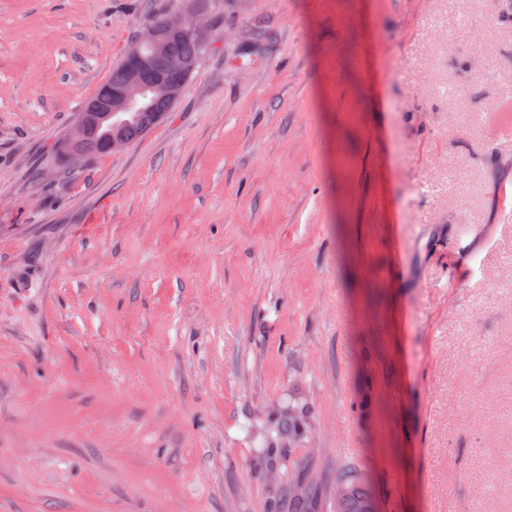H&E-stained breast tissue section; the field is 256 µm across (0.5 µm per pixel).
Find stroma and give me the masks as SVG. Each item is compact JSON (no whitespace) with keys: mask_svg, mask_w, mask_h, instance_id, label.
I'll list each match as a JSON object with an SVG mask.
<instances>
[{"mask_svg":"<svg viewBox=\"0 0 512 512\" xmlns=\"http://www.w3.org/2000/svg\"><path fill=\"white\" fill-rule=\"evenodd\" d=\"M180 2L0 0V512H512L503 0H205L173 112L63 159ZM301 431V413L290 410L281 414L271 425L267 434L269 446L257 456V463L261 466L273 467L277 455L285 451V448H277V444L284 438L296 436ZM275 433V436H273ZM344 492L336 504V512H373V504L367 490L360 482L357 474L344 471L336 481ZM288 503V510L286 504ZM270 512H315L314 496L302 480H296L273 495L269 501Z\"/></svg>","mask_w":512,"mask_h":512,"instance_id":"obj_1","label":"stroma"}]
</instances>
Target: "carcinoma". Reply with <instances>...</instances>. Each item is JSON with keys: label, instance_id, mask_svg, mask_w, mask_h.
Wrapping results in <instances>:
<instances>
[{"label": "carcinoma", "instance_id": "cac0c4a2", "mask_svg": "<svg viewBox=\"0 0 512 512\" xmlns=\"http://www.w3.org/2000/svg\"><path fill=\"white\" fill-rule=\"evenodd\" d=\"M164 17L149 16L142 27L157 31L161 49L152 45L144 47L145 56L151 60L150 67L141 72L142 83L150 88L143 102L131 112H121L115 120L121 123V130L128 141H133L147 133L168 112L176 101L153 90L158 83L184 87L195 72L200 59L208 47L205 35L187 38L171 33L163 27ZM133 62L124 58L112 74L98 89L91 101L105 109L111 97L122 91L126 85ZM112 140V124L104 122L93 125L80 139L67 136L61 144V152L71 161H77L92 154L109 153ZM301 431V413L290 410L280 415L268 430L269 446L257 456V463L271 467L277 455L284 449L277 447L280 440L291 438ZM337 484L344 492L336 504V512H373V504L367 490L357 474L348 470L340 474ZM269 512H315L314 496L310 488L301 480H296L273 495L269 501Z\"/></svg>", "mask_w": 512, "mask_h": 512}]
</instances>
